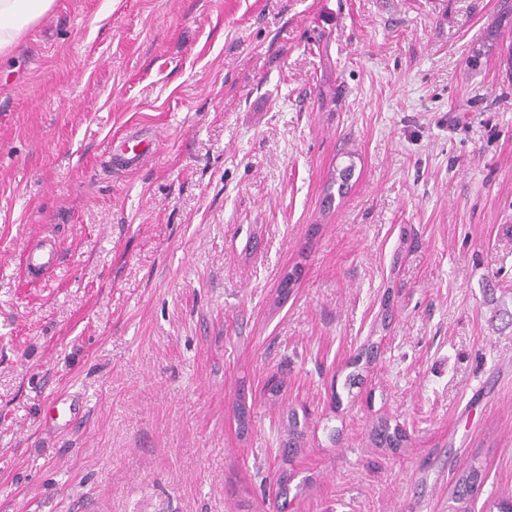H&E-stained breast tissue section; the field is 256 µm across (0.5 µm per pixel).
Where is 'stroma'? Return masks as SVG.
Masks as SVG:
<instances>
[{
  "instance_id": "1",
  "label": "stroma",
  "mask_w": 512,
  "mask_h": 512,
  "mask_svg": "<svg viewBox=\"0 0 512 512\" xmlns=\"http://www.w3.org/2000/svg\"><path fill=\"white\" fill-rule=\"evenodd\" d=\"M501 5L54 0L27 27L0 56V512H450L470 465L471 512L512 497V76L469 64ZM131 126L163 141L126 173ZM147 142L150 150H139V146ZM159 145V136L147 132L143 128L129 127L125 132L107 144V151L111 154L112 164L120 166L124 171L133 172L145 163L147 158L153 155ZM62 258L57 240L52 236H43L28 243L22 253V265L33 281L41 280L52 274ZM376 348V350H375ZM377 355V346H375L374 343L368 344L367 346H364L359 353L356 354V356L352 359L350 365L355 370L351 373H349L346 377L344 386L348 389V393H350V390L353 389L355 386L359 385L361 383V377L362 374L359 372L360 366L362 362V368L367 367L370 365ZM367 365V366H363ZM358 369V370H357ZM371 438L376 448L398 451L405 447L407 436L398 427L391 428L386 421L378 422L371 431ZM484 480L482 471L475 466L462 469L455 477L449 500L453 512H470L471 501Z\"/></svg>"
}]
</instances>
